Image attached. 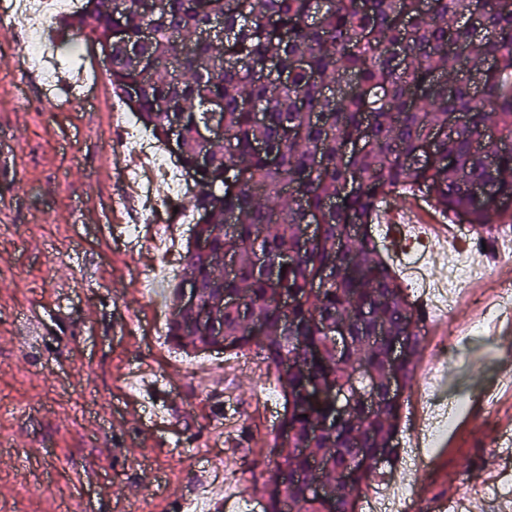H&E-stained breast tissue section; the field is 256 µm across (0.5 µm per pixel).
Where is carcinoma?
Segmentation results:
<instances>
[{
	"mask_svg": "<svg viewBox=\"0 0 512 512\" xmlns=\"http://www.w3.org/2000/svg\"><path fill=\"white\" fill-rule=\"evenodd\" d=\"M82 11L60 28L111 51L112 91L136 122L164 146L171 127L180 128L177 159L199 187L188 206L208 215L195 226L211 243L208 254L186 245L184 267L204 300L237 295L249 308L246 316L224 307L220 336L197 334L186 316L170 320L168 341L187 355L220 344L254 350L274 371L293 356L295 371L278 380L288 451L265 463L264 512H350L376 477L359 456L396 454L403 402L388 397V382L400 377L411 388L424 339L371 224L389 201L407 197L425 199L450 224L465 213L483 229L507 214L492 202L512 198V148H501L512 144V0H124L121 10L86 0ZM215 21L223 35L200 38ZM475 50L491 67L472 63ZM130 84L141 85L134 101ZM211 98L220 100L233 151L211 144L199 170L197 127ZM174 100L181 108L170 112ZM430 136L437 156L419 163ZM353 139L364 147L346 158ZM475 186L485 199L474 197ZM303 224L321 225L316 241L303 240ZM353 224L362 238L349 237ZM255 241L262 264L245 247ZM228 251L238 256L231 275L214 263ZM285 252L293 259L283 265ZM328 265L334 284L311 292ZM280 291L297 299L286 322L273 304ZM367 305L373 317H359ZM330 324L348 338L341 355L324 334ZM393 339L405 346L398 366L388 360ZM357 363L375 390L370 413L357 400L337 407ZM309 457L323 461L335 500L281 481Z\"/></svg>",
	"mask_w": 512,
	"mask_h": 512,
	"instance_id": "carcinoma-1",
	"label": "carcinoma"
}]
</instances>
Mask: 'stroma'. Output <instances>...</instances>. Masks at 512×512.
<instances>
[{"instance_id":"1","label":"stroma","mask_w":512,"mask_h":512,"mask_svg":"<svg viewBox=\"0 0 512 512\" xmlns=\"http://www.w3.org/2000/svg\"><path fill=\"white\" fill-rule=\"evenodd\" d=\"M29 30L0 21V512H180L198 484L227 476L263 512L262 478L241 473L279 445L280 386L255 352L191 356L175 350L156 322L168 318L170 292L188 272L174 261L166 276L153 240L190 236L171 208L147 211L125 198L126 171L137 159L100 53L69 42L53 15L52 36L64 77L97 72L92 101L50 111L37 75L14 69ZM140 225L139 241L120 235ZM428 275L477 265L472 242L406 241ZM38 308L47 327L32 335L23 319ZM512 337L483 328L462 337L444 370L448 402L467 399L466 432L452 427L421 469L385 467L384 478L415 488L411 512L431 499L489 505L483 471L498 465L495 447L512 422V392L494 404L470 400L500 369Z\"/></svg>"}]
</instances>
